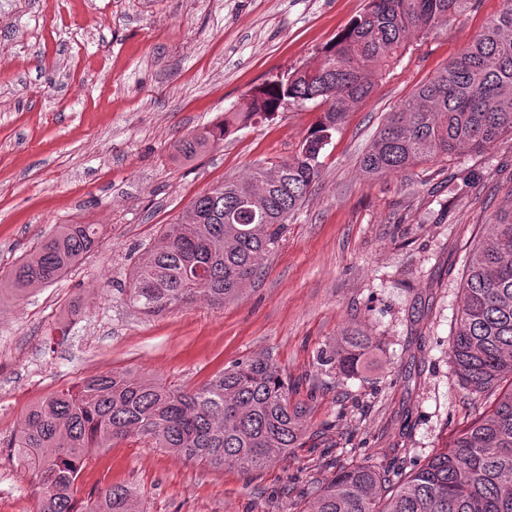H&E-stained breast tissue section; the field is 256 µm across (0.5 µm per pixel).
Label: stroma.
Wrapping results in <instances>:
<instances>
[{"label":"stroma","mask_w":512,"mask_h":512,"mask_svg":"<svg viewBox=\"0 0 512 512\" xmlns=\"http://www.w3.org/2000/svg\"><path fill=\"white\" fill-rule=\"evenodd\" d=\"M366 0H0V276L61 224L98 245L60 281L0 290V512H34L40 489L9 443L44 397L113 370L190 390L234 362L272 359L306 410L286 461L215 469L137 438L97 450L78 498L137 488L141 512H301L334 470L410 471L492 400L448 359L469 251L512 205V136L398 174L359 160L387 112L500 13L469 0L345 117L276 252L223 306L201 298L147 317L124 293L138 258L193 199L290 156L318 109L240 125L194 160L175 143L245 110L254 91L315 65ZM480 172L449 200L462 171ZM373 340L359 376L323 366L350 330Z\"/></svg>","instance_id":"obj_1"}]
</instances>
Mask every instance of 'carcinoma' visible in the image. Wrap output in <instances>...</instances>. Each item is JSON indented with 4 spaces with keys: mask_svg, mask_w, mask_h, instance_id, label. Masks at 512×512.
<instances>
[{
    "mask_svg": "<svg viewBox=\"0 0 512 512\" xmlns=\"http://www.w3.org/2000/svg\"><path fill=\"white\" fill-rule=\"evenodd\" d=\"M466 0H368L326 45L310 72L293 71L256 91L247 111L224 116L175 144L192 160L224 140L239 117L285 106H322L295 152L260 165L246 180L196 197L181 224H168L134 266L130 306L159 315L204 295L221 306L279 247L285 225L320 174V155L345 115L372 91L368 72L396 62L405 34L429 33ZM512 135V0L432 78L387 113L360 164L369 175L405 171L462 151L481 152ZM491 234L469 254L458 329L448 357L461 386L495 395L491 409L427 461L392 478L366 465L333 472L302 512H512V208L490 219ZM97 242L94 224H62L0 281L22 292L53 283ZM373 347L352 331L322 357L354 377ZM304 410L269 359L236 362L184 391L159 379L112 371L31 407L12 448L42 488L36 512H140L139 493L115 484L78 505L77 481L90 453L127 437L147 439L188 461L249 473L300 445Z\"/></svg>",
    "mask_w": 512,
    "mask_h": 512,
    "instance_id": "obj_1",
    "label": "carcinoma"
}]
</instances>
